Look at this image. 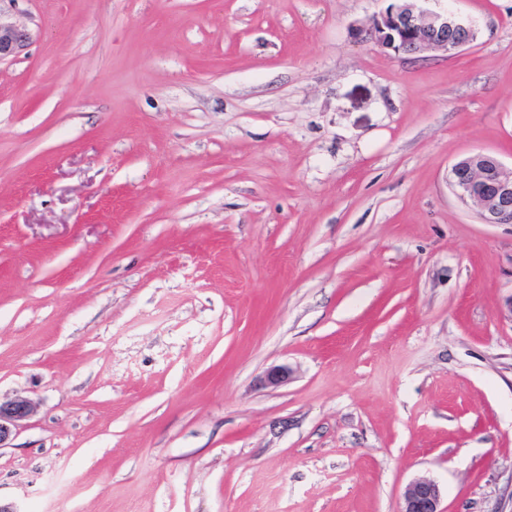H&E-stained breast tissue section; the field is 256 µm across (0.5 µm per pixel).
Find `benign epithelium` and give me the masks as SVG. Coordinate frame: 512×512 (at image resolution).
Wrapping results in <instances>:
<instances>
[{
	"label": "benign epithelium",
	"mask_w": 512,
	"mask_h": 512,
	"mask_svg": "<svg viewBox=\"0 0 512 512\" xmlns=\"http://www.w3.org/2000/svg\"><path fill=\"white\" fill-rule=\"evenodd\" d=\"M477 36V29L463 17L428 9L420 0H391L365 32L363 41L413 56L431 49L457 52L472 45ZM29 39L25 29L0 22V61L19 55ZM449 184L459 201L473 209L483 223L512 224V176L504 172L495 157L474 153L459 160L451 168ZM291 377L290 367L273 366L266 371L264 384L277 388ZM34 411L35 405L26 397L0 401V447ZM440 505L439 485L432 479L419 478L406 487L399 512H444Z\"/></svg>",
	"instance_id": "7a95c632"
}]
</instances>
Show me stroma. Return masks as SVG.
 I'll return each instance as SVG.
<instances>
[{
	"mask_svg": "<svg viewBox=\"0 0 512 512\" xmlns=\"http://www.w3.org/2000/svg\"><path fill=\"white\" fill-rule=\"evenodd\" d=\"M0 0V448L16 512H512V0ZM289 366L288 384L262 377ZM391 2L365 32L364 42L395 54L413 56L431 49L447 54L448 49L457 52L477 40V29L467 19L418 3L429 0ZM448 34H451L449 39ZM29 39L25 29L11 23H2L0 19V61L19 55ZM449 184L483 223L512 224V176L495 157L474 153L459 160L451 168ZM35 411V405L26 397L18 396L8 401L0 400V447L10 440L20 423ZM441 497L440 487L434 480L416 479L406 487L399 512H443Z\"/></svg>",
	"mask_w": 512,
	"mask_h": 512,
	"instance_id": "obj_1",
	"label": "stroma"
}]
</instances>
